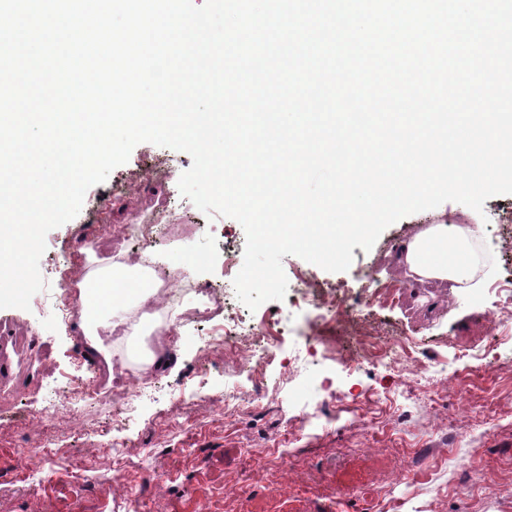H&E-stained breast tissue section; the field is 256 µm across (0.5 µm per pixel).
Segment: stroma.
I'll list each match as a JSON object with an SVG mask.
<instances>
[{
    "label": "stroma",
    "mask_w": 512,
    "mask_h": 512,
    "mask_svg": "<svg viewBox=\"0 0 512 512\" xmlns=\"http://www.w3.org/2000/svg\"><path fill=\"white\" fill-rule=\"evenodd\" d=\"M191 165L188 153L138 144L76 217L48 232L39 262L48 287L30 310L0 309V460L22 463L0 481V512H127L130 496L140 512H512V338L494 328L512 310V291L498 287L512 277V194L479 212L450 201L407 215L370 250L354 247L344 272L283 256L282 301L252 310L227 293L243 319L278 320L279 351L264 360L181 317L199 289L224 280L226 255L242 265L246 245L237 220L181 195ZM162 209L192 230L146 247L159 275L195 290L165 320L150 306L124 307L143 332L113 337L112 350L128 375L149 369L161 344L172 361L131 401L72 395L61 377L108 372L85 346L78 303L61 321L56 272L130 253L124 225ZM432 224L474 225L483 263L470 283H420L396 262L400 243ZM387 287L397 291L388 303L378 296ZM367 338L393 340L409 357L393 367L366 359ZM53 395L59 413L33 419ZM29 448L38 457L26 458ZM473 457L484 479L472 489L458 464Z\"/></svg>",
    "instance_id": "35a3bbf8"
}]
</instances>
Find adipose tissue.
Wrapping results in <instances>:
<instances>
[{
    "mask_svg": "<svg viewBox=\"0 0 512 512\" xmlns=\"http://www.w3.org/2000/svg\"><path fill=\"white\" fill-rule=\"evenodd\" d=\"M473 234L467 224L431 225L403 246L398 260L410 276L421 281L467 282L479 264L470 245ZM155 288V280L138 266L118 262L103 271H89L80 282L78 326L87 347L104 359L109 370H117L123 361L104 344L105 335L112 333L113 327L101 323L102 311L129 301L140 306L151 304Z\"/></svg>",
    "mask_w": 512,
    "mask_h": 512,
    "instance_id": "ef3b65f1",
    "label": "adipose tissue"
}]
</instances>
